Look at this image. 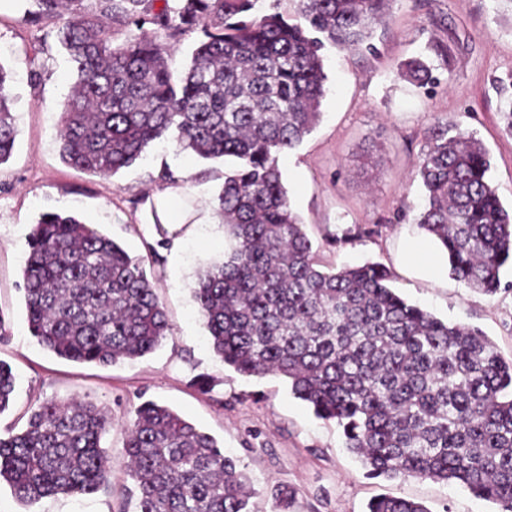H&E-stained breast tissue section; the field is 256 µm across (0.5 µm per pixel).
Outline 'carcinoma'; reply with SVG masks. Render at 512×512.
Wrapping results in <instances>:
<instances>
[{"instance_id":"carcinoma-1","label":"carcinoma","mask_w":512,"mask_h":512,"mask_svg":"<svg viewBox=\"0 0 512 512\" xmlns=\"http://www.w3.org/2000/svg\"><path fill=\"white\" fill-rule=\"evenodd\" d=\"M59 29L76 80L60 105L62 161L114 176L170 138L203 160L231 161L217 196L228 247L197 275L194 300L211 348L244 376L277 375L369 475L452 482L512 512V360L478 328L442 321L390 287L377 263L321 270L293 210L279 156L318 123L326 94L322 50L372 49L393 0H298V17L251 15L255 0H30ZM135 28L124 40L115 28ZM197 31L179 79L168 56ZM426 84L431 66L404 63ZM9 71L0 64V165L17 129ZM416 177L419 224L443 248L451 276L487 295L512 265V210L488 173L476 134L435 122ZM26 321L37 343L77 363L151 353L169 323L137 258L73 216L41 215L23 269ZM16 378L0 362V414ZM112 416L91 401L45 400L25 430L0 437V482L34 504L93 494L112 478L101 446ZM138 512H251L237 460L165 405L135 410L122 453ZM368 512H429L382 496Z\"/></svg>"}]
</instances>
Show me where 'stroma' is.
<instances>
[{
  "mask_svg": "<svg viewBox=\"0 0 512 512\" xmlns=\"http://www.w3.org/2000/svg\"><path fill=\"white\" fill-rule=\"evenodd\" d=\"M24 0L0 8V64L10 69L17 138L0 165V312L9 326L0 361L16 375L0 436L20 432L47 399L81 397L104 407L112 425L102 445L112 478L86 496H58L34 505L0 485V512H135L132 481L121 467L124 429L136 407L155 400L171 407L223 446L256 491L255 512H277L275 494H295L293 512H366L374 497L414 500L430 512H496L494 503L457 484L372 478L345 447L341 428L316 417L283 379L244 377L211 349L192 288L199 270L224 253L216 195L224 164L153 143L144 157L112 177L63 163L56 110L68 91L71 67L57 38L58 21L30 23ZM451 44L443 64L432 43ZM362 51L326 49L329 91L322 117L302 144L280 160L293 209L301 217L320 265L378 262L390 285L436 317L476 326L512 358V270L492 296L446 273L442 250L414 222L424 197L415 175L426 128L448 121L473 130L491 157V177L512 207V135L501 116L497 79L512 73V0H394L391 14ZM423 57L433 79L421 85L404 63ZM173 191L193 206L188 223L158 233L152 214ZM59 212L94 225L141 259L163 303L171 334L151 354L107 367L58 358L30 335L22 268L27 239L40 215ZM362 237L343 241L347 230ZM425 239L430 264L409 261L407 246Z\"/></svg>",
  "mask_w": 512,
  "mask_h": 512,
  "instance_id": "35a3bbf8",
  "label": "stroma"
}]
</instances>
